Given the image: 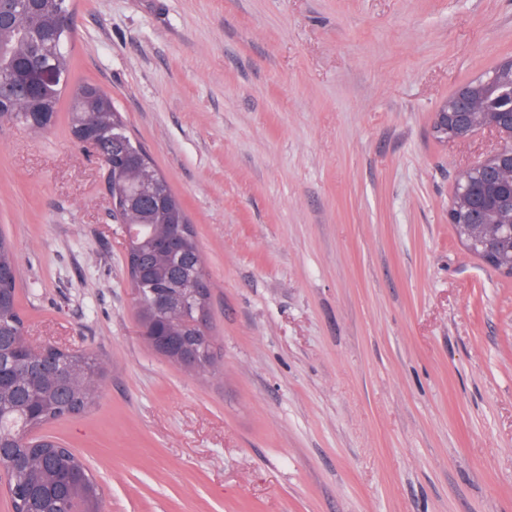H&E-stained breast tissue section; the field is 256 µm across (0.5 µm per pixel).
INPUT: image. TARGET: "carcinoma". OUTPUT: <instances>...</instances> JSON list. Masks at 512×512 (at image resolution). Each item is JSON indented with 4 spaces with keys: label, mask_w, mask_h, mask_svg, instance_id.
Listing matches in <instances>:
<instances>
[{
    "label": "carcinoma",
    "mask_w": 512,
    "mask_h": 512,
    "mask_svg": "<svg viewBox=\"0 0 512 512\" xmlns=\"http://www.w3.org/2000/svg\"><path fill=\"white\" fill-rule=\"evenodd\" d=\"M61 39L58 33L57 0H38L36 7L28 10L13 25L0 26V74L15 78L35 67V56L28 54L19 62V51L35 41L50 50ZM63 87L49 86L36 97L17 95L4 104L0 111V122L19 123L20 113L27 110L58 112ZM74 99L82 101L85 112L97 114L95 137L98 147L110 162L108 184L112 193V210L122 219L133 223L135 218L127 212L130 185L128 170L135 164L152 174L153 187L145 192V203L150 209V221L156 229L166 227L183 229L181 246L184 262L193 265L199 276H205L203 261L192 224L181 200L173 193L168 182L148 161L146 152L127 131L121 113L112 95L100 87L85 83L74 90ZM131 264L129 276L132 288L144 290H176L187 296L185 305L172 318L175 335L179 336V347L193 355L196 367L204 370L214 362L209 348L196 344L197 330L191 324L199 307L208 305L209 294L199 296L186 291L178 271L163 269L156 264L151 254L150 232L141 230L129 244ZM16 264V255L11 240L0 234V266ZM0 324L9 332L12 357L17 362L15 369V393L0 402V439L9 444L0 457V471L11 476L12 486L25 488L31 484H46L55 478L49 468L40 466L37 458L44 455H59L66 463L85 472L81 482L72 486L66 497L58 503L59 512H105L104 490L96 477L90 473L85 460L56 438L38 433L44 425L68 416L65 401L78 405L81 411L91 408L98 398L105 377L104 368L93 355L78 350H61L54 353L60 364L61 376L78 372L94 380L87 384L79 381L71 395L57 391L48 385L32 388L24 371L38 368L42 363L41 353L31 349L24 337L23 322L16 306V284L9 282L0 287Z\"/></svg>",
    "instance_id": "cac0c4a2"
}]
</instances>
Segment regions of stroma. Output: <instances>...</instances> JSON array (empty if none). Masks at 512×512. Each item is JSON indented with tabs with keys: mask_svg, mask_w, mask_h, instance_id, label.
Segmentation results:
<instances>
[{
	"mask_svg": "<svg viewBox=\"0 0 512 512\" xmlns=\"http://www.w3.org/2000/svg\"><path fill=\"white\" fill-rule=\"evenodd\" d=\"M76 84L111 94L182 201L215 362L142 338L99 160L0 125V233L35 348L92 353L45 429L106 512H512V277L448 222L493 140L433 132L512 58V0H72ZM16 264V255L11 240L0 234V280L4 278L17 279V267H3Z\"/></svg>",
	"mask_w": 512,
	"mask_h": 512,
	"instance_id": "35a3bbf8",
	"label": "stroma"
}]
</instances>
